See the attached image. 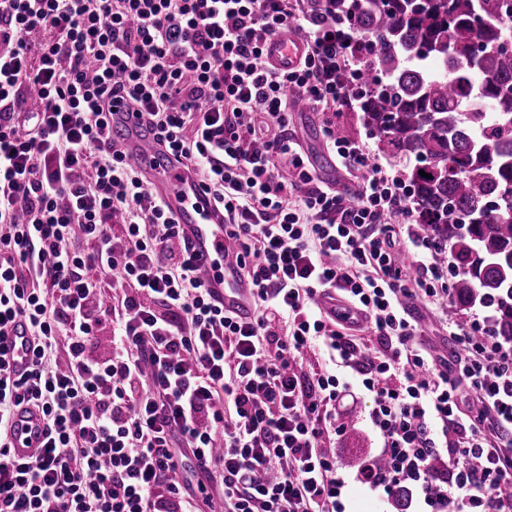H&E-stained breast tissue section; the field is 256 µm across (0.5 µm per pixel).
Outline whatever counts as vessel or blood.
I'll return each mask as SVG.
<instances>
[{
	"label": "vessel or blood",
	"mask_w": 512,
	"mask_h": 512,
	"mask_svg": "<svg viewBox=\"0 0 512 512\" xmlns=\"http://www.w3.org/2000/svg\"><path fill=\"white\" fill-rule=\"evenodd\" d=\"M305 50L303 42L282 35L263 46L265 61L281 70L293 67ZM107 122L113 142L146 176L151 191L164 200L175 223L181 225L213 303L226 313L249 318L251 288L227 256L232 241L224 231V211L215 205L200 177L170 162L167 144L143 125L136 108L126 99H113ZM1 345L16 371L28 367L31 349L23 324H16ZM44 438V423L38 411L22 408L14 413L9 431L14 456L37 454Z\"/></svg>",
	"instance_id": "obj_1"
}]
</instances>
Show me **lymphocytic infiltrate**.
Returning <instances> with one entry per match:
<instances>
[{
    "label": "lymphocytic infiltrate",
    "mask_w": 512,
    "mask_h": 512,
    "mask_svg": "<svg viewBox=\"0 0 512 512\" xmlns=\"http://www.w3.org/2000/svg\"><path fill=\"white\" fill-rule=\"evenodd\" d=\"M286 30L308 51L282 71L263 45ZM355 46L336 0H0V337L21 321L32 342L27 372L0 355V512H204L210 484L224 512H344L326 441L353 386L384 461L359 482L428 512H512V341L486 314L449 321L453 359L418 347L408 305L447 310L450 267L400 176L336 134L361 91ZM118 94L223 208L251 320L212 303L188 238L110 142ZM296 97L323 112L356 201L289 133ZM329 293L375 347L322 308ZM314 348L327 368L305 367ZM23 406L46 441L20 461ZM44 438V423L38 411L21 408L14 413L9 431L14 456L27 458L37 454L42 448Z\"/></svg>",
    "instance_id": "f902f5d3"
}]
</instances>
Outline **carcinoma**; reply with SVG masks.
<instances>
[{"mask_svg":"<svg viewBox=\"0 0 512 512\" xmlns=\"http://www.w3.org/2000/svg\"><path fill=\"white\" fill-rule=\"evenodd\" d=\"M356 37L359 120L403 160L417 232L453 258L449 313L512 338V0H337ZM431 175L427 179L419 174Z\"/></svg>","mask_w":512,"mask_h":512,"instance_id":"cac0c4a2","label":"carcinoma"}]
</instances>
